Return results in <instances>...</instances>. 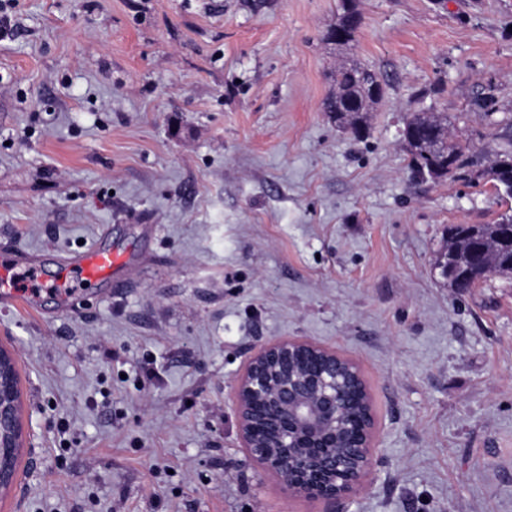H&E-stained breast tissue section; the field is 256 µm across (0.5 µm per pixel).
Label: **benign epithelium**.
<instances>
[{"instance_id": "obj_1", "label": "benign epithelium", "mask_w": 512, "mask_h": 512, "mask_svg": "<svg viewBox=\"0 0 512 512\" xmlns=\"http://www.w3.org/2000/svg\"><path fill=\"white\" fill-rule=\"evenodd\" d=\"M363 384L356 361L307 339L278 338L256 348L234 385L239 438L264 471L283 478L293 497L336 502L371 482L375 421L370 402L360 408V430L348 432L349 393ZM0 379V490L14 475L23 425L19 403L7 402Z\"/></svg>"}]
</instances>
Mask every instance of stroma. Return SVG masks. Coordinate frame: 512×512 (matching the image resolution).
Returning a JSON list of instances; mask_svg holds the SVG:
<instances>
[{"instance_id":"35a3bbf8","label":"stroma","mask_w":512,"mask_h":512,"mask_svg":"<svg viewBox=\"0 0 512 512\" xmlns=\"http://www.w3.org/2000/svg\"><path fill=\"white\" fill-rule=\"evenodd\" d=\"M357 9L386 82L362 139L324 110L341 0H0V260L70 292L0 304L25 428L0 512H512V279L434 266L512 202L416 177L402 139L424 110L503 149L512 0ZM83 243L124 288L72 278ZM289 336L354 358L372 403L374 478L331 507L238 436L237 376Z\"/></svg>"}]
</instances>
